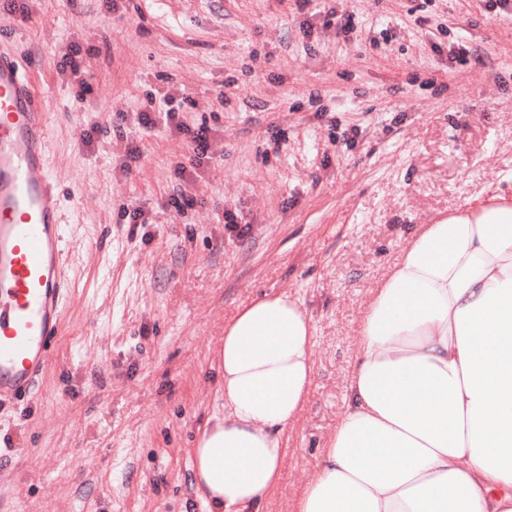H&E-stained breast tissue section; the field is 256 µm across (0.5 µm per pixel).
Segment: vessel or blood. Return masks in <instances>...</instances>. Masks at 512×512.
I'll list each match as a JSON object with an SVG mask.
<instances>
[{"label":"vessel or blood","mask_w":512,"mask_h":512,"mask_svg":"<svg viewBox=\"0 0 512 512\" xmlns=\"http://www.w3.org/2000/svg\"><path fill=\"white\" fill-rule=\"evenodd\" d=\"M45 142L29 81L0 52V408L31 395L67 298L64 221Z\"/></svg>","instance_id":"b4317fda"}]
</instances>
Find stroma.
<instances>
[{
    "mask_svg": "<svg viewBox=\"0 0 512 512\" xmlns=\"http://www.w3.org/2000/svg\"><path fill=\"white\" fill-rule=\"evenodd\" d=\"M25 5L26 22L0 0V51L46 117L69 288L37 400L0 410V512H211L194 442L223 411L224 326L266 292L299 299L314 326V381L260 509L295 512L370 300L410 235L512 197V10L343 0L361 31L347 38L325 22L331 0ZM74 43L84 95L60 68ZM166 93L187 125L210 128L200 166L187 135L138 124ZM180 163L197 198L182 212L167 204ZM135 210L143 223H129Z\"/></svg>",
    "mask_w": 512,
    "mask_h": 512,
    "instance_id": "35a3bbf8",
    "label": "stroma"
}]
</instances>
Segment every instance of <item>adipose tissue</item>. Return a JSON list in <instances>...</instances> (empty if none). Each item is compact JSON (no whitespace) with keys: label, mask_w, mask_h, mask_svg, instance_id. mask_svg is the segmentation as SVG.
Segmentation results:
<instances>
[{"label":"adipose tissue","mask_w":512,"mask_h":512,"mask_svg":"<svg viewBox=\"0 0 512 512\" xmlns=\"http://www.w3.org/2000/svg\"><path fill=\"white\" fill-rule=\"evenodd\" d=\"M344 408L296 512H512V197L421 225L360 329ZM302 303L264 294L224 327V415L193 449L216 512H258L313 382Z\"/></svg>","instance_id":"ef3b65f1"}]
</instances>
